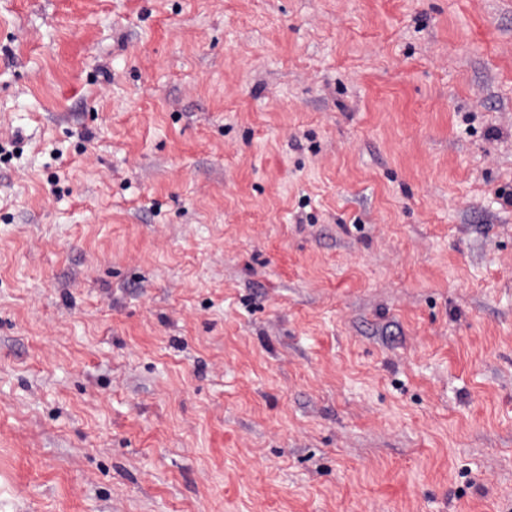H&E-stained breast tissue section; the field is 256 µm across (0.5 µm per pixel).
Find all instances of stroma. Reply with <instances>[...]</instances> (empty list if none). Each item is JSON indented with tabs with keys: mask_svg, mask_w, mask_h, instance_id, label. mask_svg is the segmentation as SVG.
I'll list each match as a JSON object with an SVG mask.
<instances>
[{
	"mask_svg": "<svg viewBox=\"0 0 512 512\" xmlns=\"http://www.w3.org/2000/svg\"><path fill=\"white\" fill-rule=\"evenodd\" d=\"M0 512H512V0H0Z\"/></svg>",
	"mask_w": 512,
	"mask_h": 512,
	"instance_id": "35a3bbf8",
	"label": "stroma"
}]
</instances>
